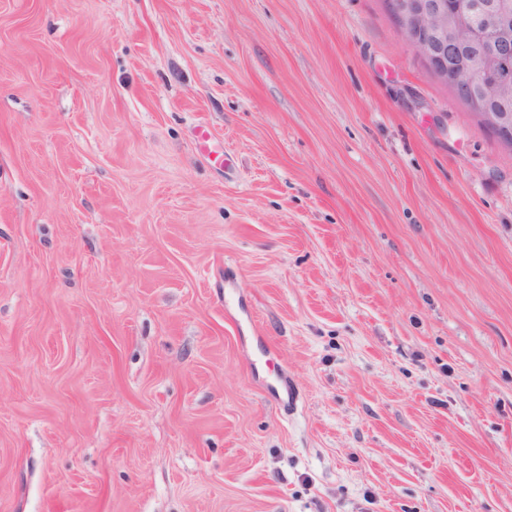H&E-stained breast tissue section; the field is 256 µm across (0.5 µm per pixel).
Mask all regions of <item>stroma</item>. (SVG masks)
<instances>
[{"instance_id":"obj_1","label":"stroma","mask_w":512,"mask_h":512,"mask_svg":"<svg viewBox=\"0 0 512 512\" xmlns=\"http://www.w3.org/2000/svg\"><path fill=\"white\" fill-rule=\"evenodd\" d=\"M0 512H512V153L385 0H0Z\"/></svg>"}]
</instances>
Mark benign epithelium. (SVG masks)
Wrapping results in <instances>:
<instances>
[{"label":"benign epithelium","instance_id":"benign-epithelium-1","mask_svg":"<svg viewBox=\"0 0 512 512\" xmlns=\"http://www.w3.org/2000/svg\"><path fill=\"white\" fill-rule=\"evenodd\" d=\"M390 7L399 18L406 42L424 59L436 63L441 79L453 86H471L477 81L474 68H448V50L475 38L467 26L454 23L449 0H390ZM471 116L493 130L512 127L511 112H473Z\"/></svg>","mask_w":512,"mask_h":512}]
</instances>
